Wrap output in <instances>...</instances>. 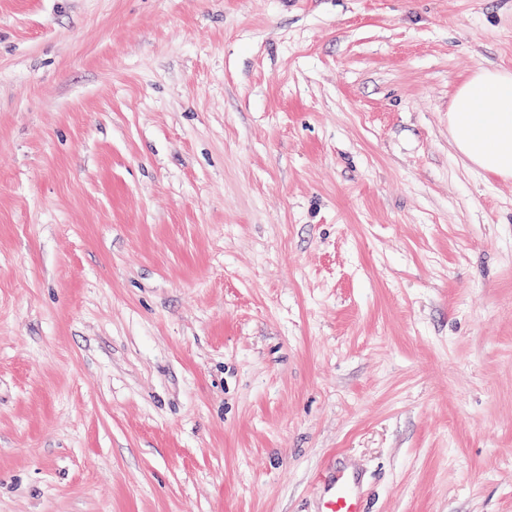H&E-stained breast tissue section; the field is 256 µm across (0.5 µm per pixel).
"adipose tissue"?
Instances as JSON below:
<instances>
[{"instance_id":"ef3b65f1","label":"adipose tissue","mask_w":512,"mask_h":512,"mask_svg":"<svg viewBox=\"0 0 512 512\" xmlns=\"http://www.w3.org/2000/svg\"><path fill=\"white\" fill-rule=\"evenodd\" d=\"M453 147L476 171L512 178V69H479L455 92L448 112Z\"/></svg>"}]
</instances>
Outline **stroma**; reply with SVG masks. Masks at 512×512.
Segmentation results:
<instances>
[{
	"mask_svg": "<svg viewBox=\"0 0 512 512\" xmlns=\"http://www.w3.org/2000/svg\"><path fill=\"white\" fill-rule=\"evenodd\" d=\"M498 66L512 0H0V512H512ZM453 147L481 174L512 178V69H478L448 112ZM361 482L362 475L353 469L336 472L330 481L319 475V512H366Z\"/></svg>",
	"mask_w": 512,
	"mask_h": 512,
	"instance_id": "1",
	"label": "stroma"
}]
</instances>
